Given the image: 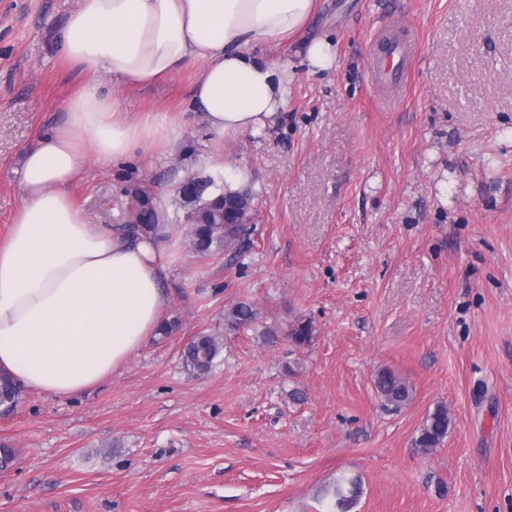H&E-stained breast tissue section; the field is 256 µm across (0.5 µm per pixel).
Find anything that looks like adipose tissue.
I'll use <instances>...</instances> for the list:
<instances>
[{
    "label": "adipose tissue",
    "mask_w": 512,
    "mask_h": 512,
    "mask_svg": "<svg viewBox=\"0 0 512 512\" xmlns=\"http://www.w3.org/2000/svg\"><path fill=\"white\" fill-rule=\"evenodd\" d=\"M318 0H79L58 37L66 62L87 78L61 129L43 134L17 170L24 202L0 243V373L31 391L83 393L107 380L157 329L168 270L157 239H125L94 224L71 189L93 152L110 164L157 147L181 149V123L149 111L130 119L101 77L146 85L197 64L191 109L215 149L266 128L295 72L268 60L296 40Z\"/></svg>",
    "instance_id": "ef3b65f1"
}]
</instances>
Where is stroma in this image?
<instances>
[{"label":"stroma","instance_id":"stroma-1","mask_svg":"<svg viewBox=\"0 0 512 512\" xmlns=\"http://www.w3.org/2000/svg\"><path fill=\"white\" fill-rule=\"evenodd\" d=\"M78 0H0V240L23 193L15 171L62 126L83 82L57 38ZM311 32L336 69L297 64L271 127L225 143L254 195L237 255L178 241L163 279L168 334L78 396L22 391L0 411V512H329L357 479L352 512H512V0H320ZM406 49L377 82L376 47ZM196 66L114 93L126 112H186ZM156 150L82 161L72 187L91 223L126 224L130 182L189 208L181 183L209 176ZM247 301L254 325L229 330ZM309 322L312 340L266 342ZM221 334L211 372L181 354ZM404 379L385 407L374 380ZM445 405L443 445L414 441ZM257 319V310L245 301L235 303L224 312V322L231 329L251 326ZM374 384L386 407L400 409L410 398V390L404 380L388 369L378 372Z\"/></svg>","mask_w":512,"mask_h":512}]
</instances>
